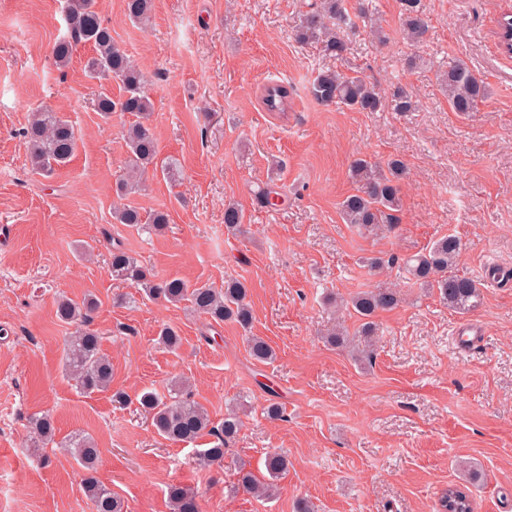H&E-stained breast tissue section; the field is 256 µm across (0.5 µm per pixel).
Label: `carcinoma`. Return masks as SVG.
I'll list each match as a JSON object with an SVG mask.
<instances>
[{
	"label": "carcinoma",
	"mask_w": 512,
	"mask_h": 512,
	"mask_svg": "<svg viewBox=\"0 0 512 512\" xmlns=\"http://www.w3.org/2000/svg\"><path fill=\"white\" fill-rule=\"evenodd\" d=\"M401 5L403 34L408 43L417 45L423 42L428 32V21L420 0H401ZM126 10L131 19L145 24L150 20L152 0H126ZM67 24L68 36L58 40L52 48L56 65L67 67L76 47L89 45L92 55L84 65L87 76L92 79L112 77L121 82L123 89L116 99L110 93L99 92L98 111L106 117L114 112H126L136 117L125 129L129 156L125 172L116 182L117 196L141 190L142 175L150 168L173 177V159L158 161L156 137L149 122L153 103L143 90L142 75L126 50L113 40L111 30L102 24L94 8V0H68ZM350 24L352 18L345 0H317L311 10L303 14L297 38L301 42H317L325 55L341 59L350 51L342 26ZM442 82L448 91V104L454 112H472L478 101L486 96L484 83L459 61L448 64ZM312 94L322 105H343L362 112H377L384 104L376 87L363 78L345 76L332 70L319 72L312 84ZM289 96L288 86L274 84L262 89L261 102L268 112H282L284 101ZM390 103L395 112L416 109L412 96L400 87L393 91ZM24 137L30 146L32 167L47 174L70 162L77 150L73 125L48 109H41L33 115L24 129ZM351 173L357 189L342 202L346 223L369 234L393 228L398 222L395 212L400 203V183L406 174L404 162L392 158L383 169L364 158H357L352 162ZM114 218L121 224L143 223L140 211L129 206L116 208ZM460 250L459 238L444 235L436 239L426 252L407 259L402 270L407 279L435 291L448 308L469 311L479 307L482 292L476 280L453 273ZM110 264L112 277L142 289L151 299L171 304L188 301L194 310L216 322L229 320L246 332L251 329L253 314L248 289L238 280L229 279L220 289L205 285L190 288L179 278L157 280L147 267L118 243L113 245ZM400 303V294L389 289L376 288L358 293L350 300L351 307L361 319L357 334L351 337L336 327L327 333V342L337 347H356L362 342L370 345L377 331L373 317L377 312L393 309ZM95 308L96 302L91 298L80 303L62 298L57 305L60 320L83 325L67 341L63 367L77 387L87 393L104 391L112 382V364L100 352L101 337L96 331L84 327L91 322ZM248 347L250 356L260 363L275 356L272 347L258 336L248 337ZM138 403L151 415L157 434L168 441L188 442L205 432L216 437L213 446L197 451V461L205 467L224 460V444L235 437L242 426L235 412L226 414L220 426H213L202 406L181 397L178 384L167 396L145 391ZM29 429L36 448L54 440V421L46 415L30 418ZM64 448L87 472L83 489L93 512H124L121 500L94 476L98 460L96 445L90 439L76 435L64 443ZM264 467L266 476L260 479L246 469V465H241L238 487L258 498L270 496L276 481L288 471V457L270 453L265 458ZM168 499L172 512H202L196 493L186 486H169Z\"/></svg>",
	"instance_id": "obj_1"
}]
</instances>
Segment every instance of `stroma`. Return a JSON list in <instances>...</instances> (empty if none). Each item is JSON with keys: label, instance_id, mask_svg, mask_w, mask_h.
<instances>
[{"label": "stroma", "instance_id": "35a3bbf8", "mask_svg": "<svg viewBox=\"0 0 512 512\" xmlns=\"http://www.w3.org/2000/svg\"><path fill=\"white\" fill-rule=\"evenodd\" d=\"M310 2L153 0L143 27L125 0H95L143 74L160 158L180 163L175 180L148 176L127 199L142 215L167 214L158 232L112 217L131 118L96 111L98 88L119 86L86 76L90 46L68 67L55 64L52 47L68 31L65 0H0V225L9 227L0 237V512H92L86 472L59 446L75 434L99 448L96 476L125 512H171L173 484L194 489L203 512H295L300 499L316 512H436L451 486L467 492L474 512H512V287L484 280L488 265L512 267V53L497 40L512 0H422L429 28L416 46L404 39L400 0H366L368 18L349 29L351 50L340 60L297 41ZM373 22L386 44L369 36ZM453 61L487 88L465 115L450 109L440 85ZM326 69L366 78L386 98L403 87L418 107L321 105L310 87ZM276 83L291 90L287 111L261 103L263 86ZM44 108L66 116L79 138L72 160L49 177L32 169L23 136ZM358 157L407 166L391 230L370 235L341 217ZM263 188L275 205H257ZM230 203L244 214V233L225 228ZM448 234L462 244L457 273L482 283V304L467 313L390 264ZM112 242L192 287L244 282L251 331L113 279ZM367 256L386 267L370 271ZM378 287L402 301L376 314L372 357L358 362L323 334L338 322L360 325L333 299ZM88 295L112 362L110 389L90 394L63 372L76 327L57 316L60 298ZM464 322L482 329L472 352L454 343ZM165 325L182 338L177 351L157 342ZM251 334L272 346L273 361L252 359ZM180 377L213 425L231 410L242 420L223 464L198 465L206 439L158 437L136 401L145 390L167 394ZM117 392L126 405L113 401ZM273 403L283 419L266 416ZM36 413L56 427L54 443L40 449L27 427ZM275 451L289 460L275 495L238 490L239 462L260 475ZM463 461L476 478L460 470Z\"/></svg>", "mask_w": 512, "mask_h": 512}]
</instances>
